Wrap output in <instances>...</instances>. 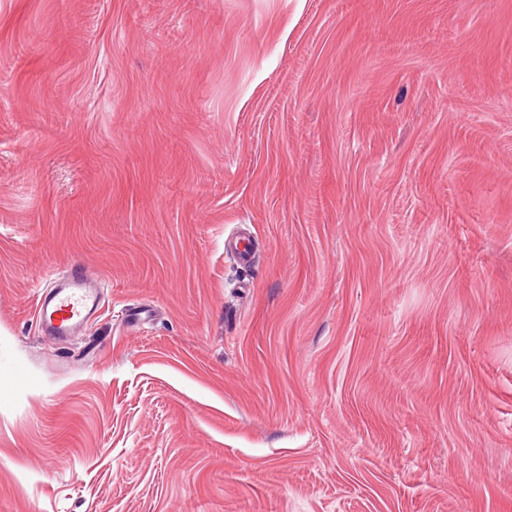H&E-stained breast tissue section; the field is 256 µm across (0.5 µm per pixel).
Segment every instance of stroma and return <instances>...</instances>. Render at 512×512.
Listing matches in <instances>:
<instances>
[{
    "instance_id": "obj_1",
    "label": "stroma",
    "mask_w": 512,
    "mask_h": 512,
    "mask_svg": "<svg viewBox=\"0 0 512 512\" xmlns=\"http://www.w3.org/2000/svg\"><path fill=\"white\" fill-rule=\"evenodd\" d=\"M0 512H512V0H0ZM101 303L81 266H71L67 278L37 302L36 316L44 332L67 336L94 315Z\"/></svg>"
}]
</instances>
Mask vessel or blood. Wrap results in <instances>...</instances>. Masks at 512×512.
<instances>
[{
    "label": "vessel or blood",
    "instance_id": "obj_1",
    "mask_svg": "<svg viewBox=\"0 0 512 512\" xmlns=\"http://www.w3.org/2000/svg\"><path fill=\"white\" fill-rule=\"evenodd\" d=\"M100 303L97 290L85 271L74 266L64 281L40 298L36 316L44 332L65 336L94 315Z\"/></svg>",
    "mask_w": 512,
    "mask_h": 512
}]
</instances>
